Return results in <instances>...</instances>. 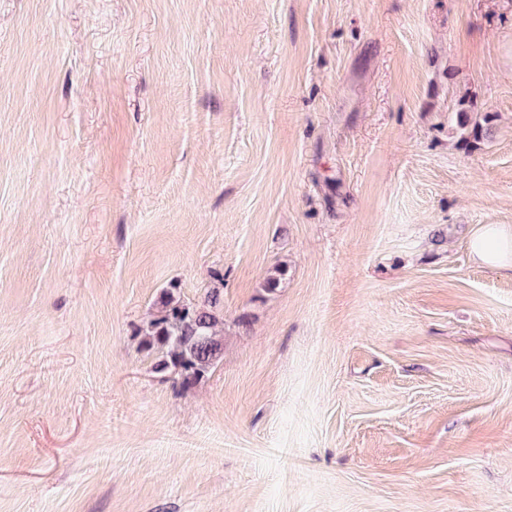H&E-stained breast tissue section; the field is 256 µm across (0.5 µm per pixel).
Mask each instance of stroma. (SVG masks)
Here are the masks:
<instances>
[{"instance_id":"1","label":"stroma","mask_w":512,"mask_h":512,"mask_svg":"<svg viewBox=\"0 0 512 512\" xmlns=\"http://www.w3.org/2000/svg\"><path fill=\"white\" fill-rule=\"evenodd\" d=\"M481 224L512 0H0V512H512ZM218 273L183 388L140 331ZM461 103L462 107L457 111V125L462 132L463 141L467 144L479 142L491 135V117L485 114L481 119H477L479 111L473 100H462ZM475 113L476 117L473 118Z\"/></svg>"}]
</instances>
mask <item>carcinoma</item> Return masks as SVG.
I'll return each mask as SVG.
<instances>
[{"label":"carcinoma","mask_w":512,"mask_h":512,"mask_svg":"<svg viewBox=\"0 0 512 512\" xmlns=\"http://www.w3.org/2000/svg\"><path fill=\"white\" fill-rule=\"evenodd\" d=\"M478 112L472 100L462 101L457 111V125L463 141L479 142L492 133L491 117H473ZM198 303H186L171 290L162 292L159 311L143 330L139 350L156 357L155 369L169 372L183 388L201 381L224 355L221 336L224 278Z\"/></svg>","instance_id":"carcinoma-1"}]
</instances>
